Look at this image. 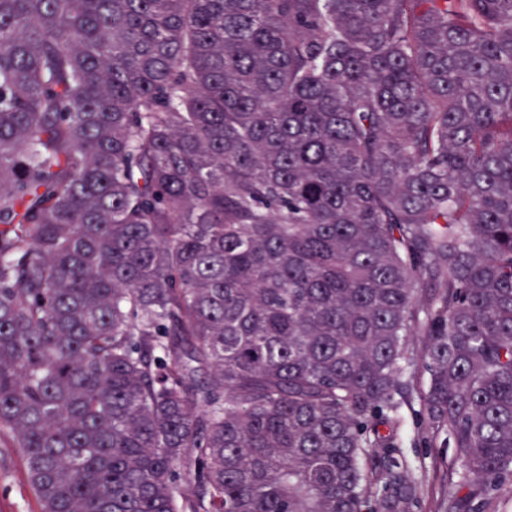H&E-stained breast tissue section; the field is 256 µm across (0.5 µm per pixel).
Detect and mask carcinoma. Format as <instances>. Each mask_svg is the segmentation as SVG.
<instances>
[{
    "label": "carcinoma",
    "mask_w": 512,
    "mask_h": 512,
    "mask_svg": "<svg viewBox=\"0 0 512 512\" xmlns=\"http://www.w3.org/2000/svg\"><path fill=\"white\" fill-rule=\"evenodd\" d=\"M416 395L494 512L512 0H0V436L41 512H414Z\"/></svg>",
    "instance_id": "obj_1"
}]
</instances>
